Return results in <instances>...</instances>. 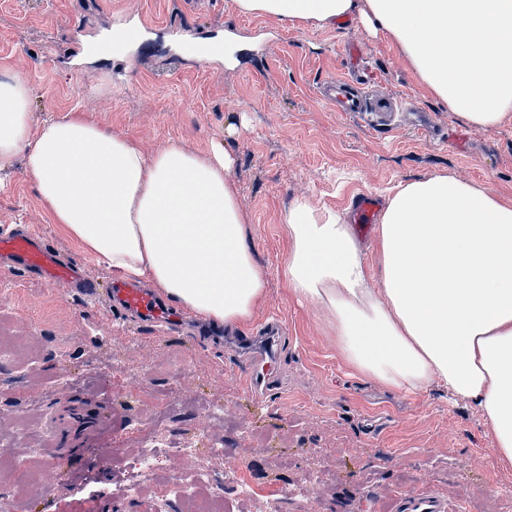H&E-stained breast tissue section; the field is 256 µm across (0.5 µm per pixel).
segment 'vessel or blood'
Masks as SVG:
<instances>
[{"mask_svg":"<svg viewBox=\"0 0 512 512\" xmlns=\"http://www.w3.org/2000/svg\"><path fill=\"white\" fill-rule=\"evenodd\" d=\"M324 96L335 98L339 111L358 116L374 112H391V101L373 98L355 88L348 77L339 76L324 82ZM0 260L6 261L18 273L34 272L42 281L80 288L90 303L108 298L115 308L136 315L140 320L157 325L171 324L175 316L152 293L134 285H121L101 294L96 282L85 278L76 265L61 260L55 249L31 231L18 232L0 229ZM279 339V330L270 326L259 335L245 341L243 348L251 355V365L245 373L247 388L265 390L274 382L276 373L270 367L271 351ZM56 430L67 429L77 434H88L97 427L96 418L87 412L75 410L67 417L55 418ZM447 499L430 493H416L397 497L396 512H447Z\"/></svg>","mask_w":512,"mask_h":512,"instance_id":"obj_1","label":"vessel or blood"}]
</instances>
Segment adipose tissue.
<instances>
[{
    "instance_id": "ef3b65f1",
    "label": "adipose tissue",
    "mask_w": 512,
    "mask_h": 512,
    "mask_svg": "<svg viewBox=\"0 0 512 512\" xmlns=\"http://www.w3.org/2000/svg\"><path fill=\"white\" fill-rule=\"evenodd\" d=\"M243 14L323 27L352 16L393 39L421 83L473 127L512 118V0H234ZM32 88L0 73V170L22 162L54 223L118 278L239 326L264 294L233 179L235 153L178 142L148 156L82 113L34 126ZM284 278L322 305L361 374L386 386L438 383L489 421L512 462V199L436 173L390 197L376 227L380 292L353 225L304 201L285 212Z\"/></svg>"
}]
</instances>
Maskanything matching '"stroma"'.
Returning <instances> with one entry per match:
<instances>
[{"label": "stroma", "instance_id": "1", "mask_svg": "<svg viewBox=\"0 0 512 512\" xmlns=\"http://www.w3.org/2000/svg\"><path fill=\"white\" fill-rule=\"evenodd\" d=\"M121 24L138 38L116 40ZM351 43L359 57L343 55ZM359 64L375 79L373 93L429 112L433 133L334 112L318 87ZM0 70L28 80L34 123L75 108L149 155L173 141L202 154L216 143L232 148L239 204L267 280L235 333L274 319L283 327L279 379L259 399L242 384L243 356L198 338L200 316L187 313L186 324L163 331L123 323L73 289L0 266V314L19 352L10 368L16 401L0 403V430L15 433L14 453L40 468L34 485L0 476V512H132L105 451L130 447L175 395L185 404L163 435L195 438L196 452L169 451L167 478L248 469L278 487L321 472L313 500H288L285 512H390L398 496L421 491L449 494L462 512H512V463L491 456L483 414L437 384L406 392L356 375L322 308L292 296L283 276V217L293 201L336 210L348 223L361 195L382 201L441 172L511 199V120L465 124L421 84L390 36L360 18L334 29L291 25L241 14L234 0H0ZM1 224L29 225L101 290L112 288L111 270L51 222L19 163L0 171ZM66 406L96 411L100 428L42 464L45 422ZM219 439L229 449L221 461L210 454Z\"/></svg>", "mask_w": 512, "mask_h": 512}]
</instances>
